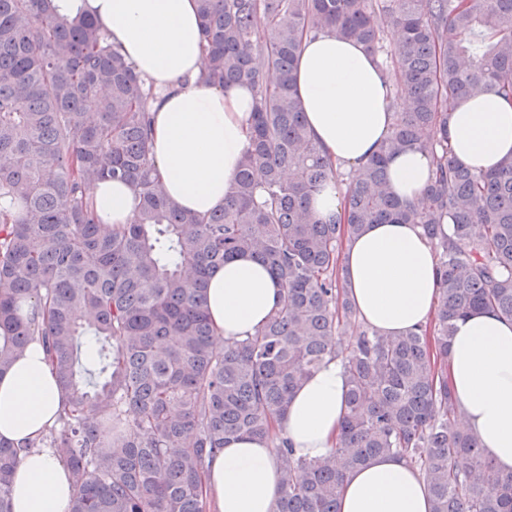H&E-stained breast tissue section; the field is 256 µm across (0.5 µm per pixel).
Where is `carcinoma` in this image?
<instances>
[{
  "label": "carcinoma",
  "mask_w": 512,
  "mask_h": 512,
  "mask_svg": "<svg viewBox=\"0 0 512 512\" xmlns=\"http://www.w3.org/2000/svg\"><path fill=\"white\" fill-rule=\"evenodd\" d=\"M197 4L207 81L254 91L249 146L224 207L207 215L175 207L157 181L153 88L97 23L59 17L52 0H0V374L37 336L67 394L27 447L53 449L69 469L70 512H206L207 461L233 437L276 439L278 512H338L346 470L379 454L419 468L432 512H512V473L459 428L438 367L458 319L512 317V159L476 174L448 151L457 100L490 87L512 98V0ZM392 27L402 38L388 48ZM324 29L381 55L397 99L329 220L309 198L339 170L310 138L294 75L303 37ZM415 146L434 171L411 206L389 190L386 161ZM104 179L134 187L130 223H96L89 189ZM368 224H417L435 241L428 327L382 336L357 320L339 248ZM243 254L267 264L280 307L251 338L219 347L209 273ZM87 335L95 382L79 373ZM327 356L342 358L349 385L336 448L296 459L274 423ZM18 456L0 438V512H11Z\"/></svg>",
  "instance_id": "cac0c4a2"
}]
</instances>
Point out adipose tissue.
Listing matches in <instances>:
<instances>
[{
	"mask_svg": "<svg viewBox=\"0 0 512 512\" xmlns=\"http://www.w3.org/2000/svg\"><path fill=\"white\" fill-rule=\"evenodd\" d=\"M59 15H90L157 94L151 152L170 201L198 214L224 205L249 145L253 96L241 83L200 79L204 49L196 0H54ZM296 91L312 139L341 170L358 169L393 122V94L381 57L335 33L303 41ZM453 159L477 173L512 157V99L490 89L456 102L448 119ZM432 157L411 148L387 162L390 190L417 204ZM101 224H127L135 190L104 180L90 190ZM342 274L365 326L398 336L431 321L438 304V260L414 224H371L343 243ZM280 289L251 255L210 274L207 308L217 340H244L278 308ZM448 385L463 428L503 473L512 471V317L477 311L457 321L448 351ZM341 359L326 358L291 395L276 424L295 457L316 459L336 446L346 410ZM65 395L40 341L0 376V436L20 445L12 512H70L65 464L35 442L56 424ZM275 440L232 439L207 463L208 512H276L282 494ZM424 475L395 455L346 472L338 512H431Z\"/></svg>",
	"mask_w": 512,
	"mask_h": 512,
	"instance_id": "ef3b65f1",
	"label": "adipose tissue"
}]
</instances>
